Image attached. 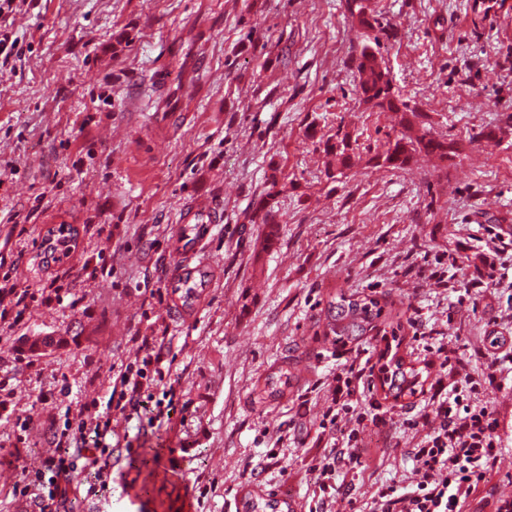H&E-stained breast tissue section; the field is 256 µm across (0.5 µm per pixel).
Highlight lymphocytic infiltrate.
<instances>
[{
	"label": "lymphocytic infiltrate",
	"mask_w": 512,
	"mask_h": 512,
	"mask_svg": "<svg viewBox=\"0 0 512 512\" xmlns=\"http://www.w3.org/2000/svg\"><path fill=\"white\" fill-rule=\"evenodd\" d=\"M490 245L485 270L467 282L465 298H472L476 289L499 288L512 280V241L496 236ZM62 291L57 284L35 291L10 282L0 284V323L6 322L11 310L30 302L61 301ZM165 346V338H144L139 356L117 371L108 400L93 398L81 403L64 429L52 433L40 468L25 471L22 480L13 484L11 496L28 503L33 512H60L72 492L74 471H100L108 466L115 420L137 419L152 427L171 422L180 409L174 390L159 388L166 377L159 366ZM433 352L447 378L430 385L423 407L407 420L413 428L432 427L411 451L421 478L403 488L380 483L371 496L370 512H461L463 503L499 473L503 456L499 421L488 403L478 401L477 396L500 388L496 370L501 362H512V336H490L486 349L476 350V357H493L491 371L479 376L472 373L470 359L457 348L442 343ZM372 390L368 364L362 358H354L337 371L332 402L319 424L333 447L317 468L319 495L309 512H326L339 491L340 470L366 469L380 460V450L365 443L361 430L368 422L378 429L386 427L387 419L355 406L359 396Z\"/></svg>",
	"instance_id": "1"
}]
</instances>
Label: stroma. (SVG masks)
<instances>
[{
	"instance_id": "obj_1",
	"label": "stroma",
	"mask_w": 512,
	"mask_h": 512,
	"mask_svg": "<svg viewBox=\"0 0 512 512\" xmlns=\"http://www.w3.org/2000/svg\"><path fill=\"white\" fill-rule=\"evenodd\" d=\"M382 65L405 100L384 112L356 92L359 32L345 0H34L12 16L24 51L0 67V260L22 288L67 275L63 304H32L0 347L19 415L38 424L12 446L0 420V481L37 467L42 433L66 406L108 398L112 366L133 361L135 336H165L184 412L147 431L119 422L105 493L79 491L67 512H237L276 500L308 505L323 444L319 421L332 378L367 334L330 335L339 294L378 302L377 329L398 326L406 363L442 375L413 341L410 319L472 353L487 323L512 328V290L478 302L427 278L437 259L464 257L478 275L488 231L512 239V0H376ZM165 115L164 124L152 121ZM430 129L447 156L384 165L388 138ZM354 139L339 170L324 143ZM277 189L272 212L259 206ZM209 203L202 241L179 218ZM62 224L78 242L59 262L42 241ZM271 245H264L268 232ZM177 264L210 282L181 314L150 295ZM31 360V368L20 359ZM381 401L390 438L379 466L349 471L352 492L328 512H352L374 483L417 478L410 455L425 428L406 425L420 396ZM505 454L490 489L512 499V382L488 397ZM162 448L167 480L131 468V453ZM279 448L270 458L271 448ZM149 483L127 497L128 481Z\"/></svg>"
}]
</instances>
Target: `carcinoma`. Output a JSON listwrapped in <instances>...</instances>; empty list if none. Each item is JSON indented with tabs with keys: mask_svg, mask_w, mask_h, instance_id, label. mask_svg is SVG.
Masks as SVG:
<instances>
[{
	"mask_svg": "<svg viewBox=\"0 0 512 512\" xmlns=\"http://www.w3.org/2000/svg\"><path fill=\"white\" fill-rule=\"evenodd\" d=\"M346 6L361 38L360 50L355 59L358 95L364 103L383 111H406L407 104L395 94L389 74L378 58L379 33L383 32L378 12L371 7L369 0H346ZM326 149L336 155L340 168L351 167V145L346 143V138L343 137L334 143L326 141ZM446 150L445 142L425 129L414 138L404 134L388 141L384 155L387 164L401 169L415 152L444 155ZM372 321L373 315L368 305L351 302L343 296L339 297L330 315V325L334 333L340 337L362 336L368 331Z\"/></svg>",
	"mask_w": 512,
	"mask_h": 512,
	"instance_id": "obj_1",
	"label": "carcinoma"
}]
</instances>
